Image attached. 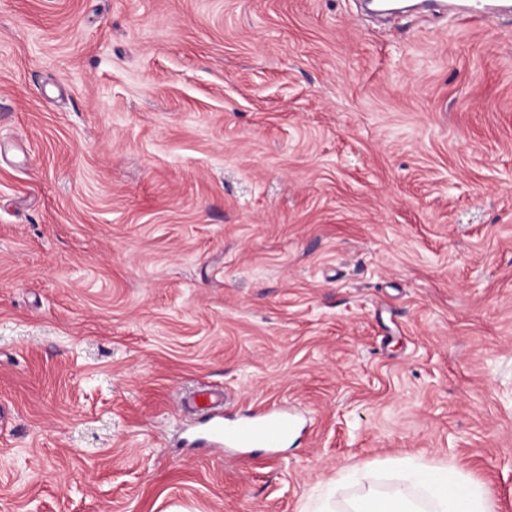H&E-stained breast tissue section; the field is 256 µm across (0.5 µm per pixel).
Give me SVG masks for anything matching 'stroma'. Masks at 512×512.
<instances>
[{
    "label": "stroma",
    "mask_w": 512,
    "mask_h": 512,
    "mask_svg": "<svg viewBox=\"0 0 512 512\" xmlns=\"http://www.w3.org/2000/svg\"><path fill=\"white\" fill-rule=\"evenodd\" d=\"M303 411L193 446L186 393ZM0 512H512V18L0 0ZM402 485L410 484L420 498L407 489L384 495L374 487L352 500L345 512H494L488 490L446 464L423 465L399 474Z\"/></svg>",
    "instance_id": "stroma-1"
}]
</instances>
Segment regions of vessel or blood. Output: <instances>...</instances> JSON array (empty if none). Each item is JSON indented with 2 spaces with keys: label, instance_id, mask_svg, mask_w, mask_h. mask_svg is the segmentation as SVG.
<instances>
[{
  "label": "vessel or blood",
  "instance_id": "b4317fda",
  "mask_svg": "<svg viewBox=\"0 0 512 512\" xmlns=\"http://www.w3.org/2000/svg\"><path fill=\"white\" fill-rule=\"evenodd\" d=\"M431 11H448L468 22L482 20L492 12H512V0H420ZM223 396L212 390L199 393V403L207 410L200 431L214 448H278L298 432L300 421L288 408H272L239 419L225 417Z\"/></svg>",
  "mask_w": 512,
  "mask_h": 512
}]
</instances>
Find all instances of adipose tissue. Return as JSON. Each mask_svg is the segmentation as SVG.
Here are the masks:
<instances>
[{"label": "adipose tissue", "mask_w": 512, "mask_h": 512, "mask_svg": "<svg viewBox=\"0 0 512 512\" xmlns=\"http://www.w3.org/2000/svg\"><path fill=\"white\" fill-rule=\"evenodd\" d=\"M402 487L384 495L368 489L345 512H495L488 490L447 465L400 472Z\"/></svg>", "instance_id": "adipose-tissue-1"}]
</instances>
